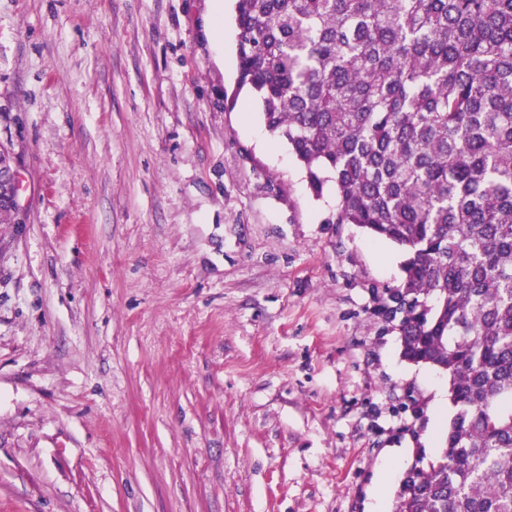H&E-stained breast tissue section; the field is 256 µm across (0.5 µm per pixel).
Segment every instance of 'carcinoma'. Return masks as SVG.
Listing matches in <instances>:
<instances>
[{
  "instance_id": "cac0c4a2",
  "label": "carcinoma",
  "mask_w": 512,
  "mask_h": 512,
  "mask_svg": "<svg viewBox=\"0 0 512 512\" xmlns=\"http://www.w3.org/2000/svg\"><path fill=\"white\" fill-rule=\"evenodd\" d=\"M239 82L336 223L397 245L456 412L396 512H512V0H235Z\"/></svg>"
}]
</instances>
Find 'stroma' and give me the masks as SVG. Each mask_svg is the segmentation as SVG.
<instances>
[{"mask_svg":"<svg viewBox=\"0 0 512 512\" xmlns=\"http://www.w3.org/2000/svg\"><path fill=\"white\" fill-rule=\"evenodd\" d=\"M236 81L212 0H0V512H376L403 448L394 512L442 446L448 377L381 313L401 251ZM4 192L8 193L11 206L21 208L17 170L14 165L0 163V196Z\"/></svg>","mask_w":512,"mask_h":512,"instance_id":"1","label":"stroma"}]
</instances>
